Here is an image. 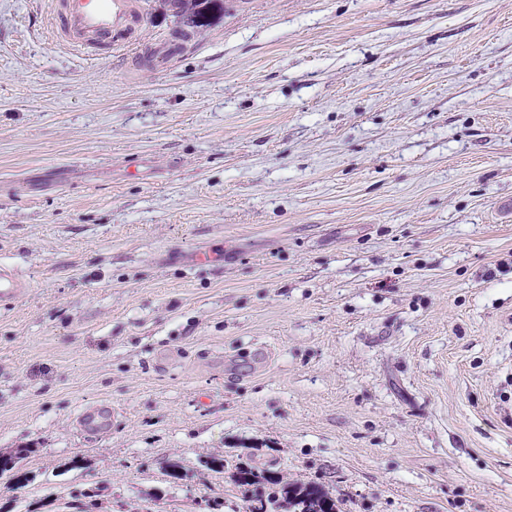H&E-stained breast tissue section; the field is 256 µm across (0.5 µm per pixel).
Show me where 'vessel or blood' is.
I'll use <instances>...</instances> for the list:
<instances>
[{
    "label": "vessel or blood",
    "instance_id": "vessel-or-blood-1",
    "mask_svg": "<svg viewBox=\"0 0 512 512\" xmlns=\"http://www.w3.org/2000/svg\"><path fill=\"white\" fill-rule=\"evenodd\" d=\"M59 16L61 37L75 46L119 42L131 32L130 0H62ZM27 286L14 271L0 268L1 304L16 300Z\"/></svg>",
    "mask_w": 512,
    "mask_h": 512
}]
</instances>
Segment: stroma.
Masks as SVG:
<instances>
[{"mask_svg": "<svg viewBox=\"0 0 512 512\" xmlns=\"http://www.w3.org/2000/svg\"><path fill=\"white\" fill-rule=\"evenodd\" d=\"M56 3L0 0V512H243L242 464L512 512V0H223L163 58V0ZM60 35L74 46L119 42L131 34L128 0H62ZM29 283L14 271L0 268V303H10L26 292Z\"/></svg>", "mask_w": 512, "mask_h": 512, "instance_id": "35a3bbf8", "label": "stroma"}]
</instances>
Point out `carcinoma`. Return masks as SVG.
<instances>
[{"label":"carcinoma","mask_w":512,"mask_h":512,"mask_svg":"<svg viewBox=\"0 0 512 512\" xmlns=\"http://www.w3.org/2000/svg\"><path fill=\"white\" fill-rule=\"evenodd\" d=\"M234 480L244 489L247 512H336V500L317 484H289L274 471L242 465Z\"/></svg>","instance_id":"1"}]
</instances>
